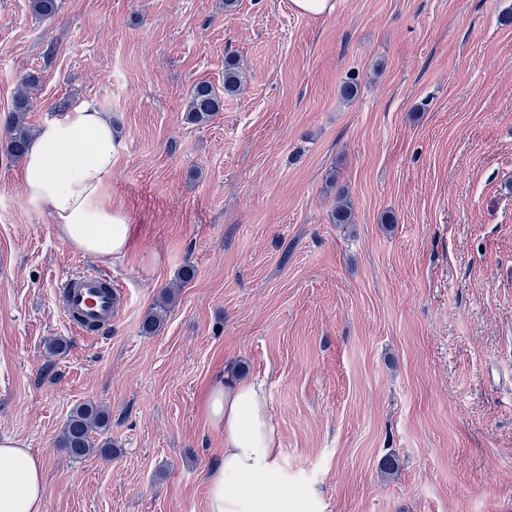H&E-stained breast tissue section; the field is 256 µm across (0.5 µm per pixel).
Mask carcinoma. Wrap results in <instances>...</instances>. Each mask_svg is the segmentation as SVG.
Returning <instances> with one entry per match:
<instances>
[{
  "mask_svg": "<svg viewBox=\"0 0 512 512\" xmlns=\"http://www.w3.org/2000/svg\"><path fill=\"white\" fill-rule=\"evenodd\" d=\"M29 7L36 17L47 19L55 15L58 4L57 0H29ZM39 81L40 77L34 73L25 76L12 98L13 124L0 147L13 159L23 158L32 139L33 129L26 122V116L33 107L30 88ZM242 89L241 67L235 61L225 62L222 88L218 89L206 81L192 86L186 103L187 120L200 125L211 121L223 109L224 96L238 94ZM177 296L175 288H167L160 294L143 319L144 333L152 335L161 329ZM108 429L109 413L104 406L91 401L80 403L71 410L58 438V446L65 449L75 460H82L94 453L110 457L112 440L94 439V435H103Z\"/></svg>",
  "mask_w": 512,
  "mask_h": 512,
  "instance_id": "1",
  "label": "carcinoma"
}]
</instances>
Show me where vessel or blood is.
I'll list each match as a JSON object with an SVG mask.
<instances>
[{
    "instance_id": "obj_1",
    "label": "vessel or blood",
    "mask_w": 512,
    "mask_h": 512,
    "mask_svg": "<svg viewBox=\"0 0 512 512\" xmlns=\"http://www.w3.org/2000/svg\"><path fill=\"white\" fill-rule=\"evenodd\" d=\"M103 275L80 272L72 275L61 288L59 302L74 327L82 323L111 325L127 299L120 292L106 288Z\"/></svg>"
}]
</instances>
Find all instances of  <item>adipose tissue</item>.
<instances>
[{
  "label": "adipose tissue",
  "instance_id": "obj_1",
  "mask_svg": "<svg viewBox=\"0 0 512 512\" xmlns=\"http://www.w3.org/2000/svg\"><path fill=\"white\" fill-rule=\"evenodd\" d=\"M120 148L103 112L81 106L42 124L19 172L25 198L51 215L61 238L103 262L122 259L129 249L128 220L105 198ZM202 410L224 435V458L206 477L208 512H289L287 494L253 490L256 480L274 477L281 450L261 386L225 376ZM44 469L25 442L0 438V512H44Z\"/></svg>",
  "mask_w": 512,
  "mask_h": 512
}]
</instances>
